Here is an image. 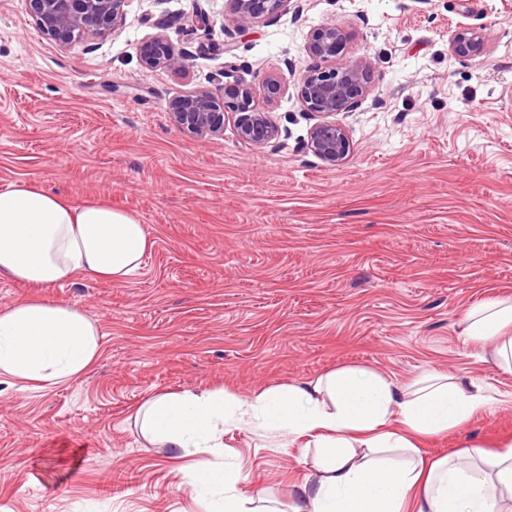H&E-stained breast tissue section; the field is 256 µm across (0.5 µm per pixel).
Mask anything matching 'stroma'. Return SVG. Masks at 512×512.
Masks as SVG:
<instances>
[{"label": "stroma", "mask_w": 512, "mask_h": 512, "mask_svg": "<svg viewBox=\"0 0 512 512\" xmlns=\"http://www.w3.org/2000/svg\"><path fill=\"white\" fill-rule=\"evenodd\" d=\"M298 0L242 29L225 0H128L105 38L62 45L24 0H0V188L28 184L137 216L152 247L127 280L42 285L0 279V307L51 299L97 321L102 349L82 377L0 384V512H204L190 474L238 469L239 489L287 504L310 475L286 438L233 423L224 453L174 459L130 418L147 397L222 389L236 398L360 366L399 386L427 373L476 380L493 402L425 437V460L512 439V374L460 332L465 312L512 298V0ZM206 11L211 50L185 16ZM370 63V90L338 114L352 151L338 167L306 147L318 121L298 96L317 25ZM460 26L487 52L452 55ZM181 70L142 66L156 35ZM286 95L258 108L280 136L240 142L232 123L180 132L170 104L225 81Z\"/></svg>", "instance_id": "obj_1"}]
</instances>
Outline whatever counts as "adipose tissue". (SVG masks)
I'll use <instances>...</instances> for the list:
<instances>
[{
	"mask_svg": "<svg viewBox=\"0 0 512 512\" xmlns=\"http://www.w3.org/2000/svg\"><path fill=\"white\" fill-rule=\"evenodd\" d=\"M151 247L136 216L103 202L75 203L26 184L0 190V277L39 285L136 273ZM467 339L488 344L492 365L512 373V299L472 307ZM100 329L82 309L52 300L0 308V377L32 388L84 375L97 361ZM492 402L480 385L430 376L402 388L383 375L340 367L312 381L260 390L247 401L225 391L157 393L132 419L146 442L183 458L219 453L227 420L303 440L315 449L313 475L296 486L289 512H512V441L475 444L424 463L422 436L455 430ZM193 484L223 489L213 512H279L249 507L233 470L204 466Z\"/></svg>",
	"mask_w": 512,
	"mask_h": 512,
	"instance_id": "1",
	"label": "adipose tissue"
}]
</instances>
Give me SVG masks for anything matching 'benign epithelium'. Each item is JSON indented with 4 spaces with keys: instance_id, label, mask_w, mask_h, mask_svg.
<instances>
[{
    "instance_id": "7a95c632",
    "label": "benign epithelium",
    "mask_w": 512,
    "mask_h": 512,
    "mask_svg": "<svg viewBox=\"0 0 512 512\" xmlns=\"http://www.w3.org/2000/svg\"><path fill=\"white\" fill-rule=\"evenodd\" d=\"M230 15L238 27L245 29L263 19L290 10L291 0H227ZM126 0H26L29 14L37 28L63 45L85 37H104L117 29L124 17ZM191 33L210 35L211 20L199 9L188 20ZM343 29L326 22L315 28L308 39L311 56L330 63L327 68H310L299 81V96L309 112L321 121L309 131L307 147L325 163L340 165L350 152L346 127L334 119L339 112H351L358 98L368 90V66L363 61L340 56ZM480 29L458 27L449 39L451 53L459 58H475L485 52ZM140 61L146 69L179 70L185 54L157 35L143 44ZM286 92L282 79L267 75L262 93L275 101ZM255 90L241 83H226L219 91L189 92L180 96L170 112L174 126L197 138H206L224 130L226 117L233 119L238 139L250 146H263L279 134V127L269 112L253 107Z\"/></svg>"
}]
</instances>
